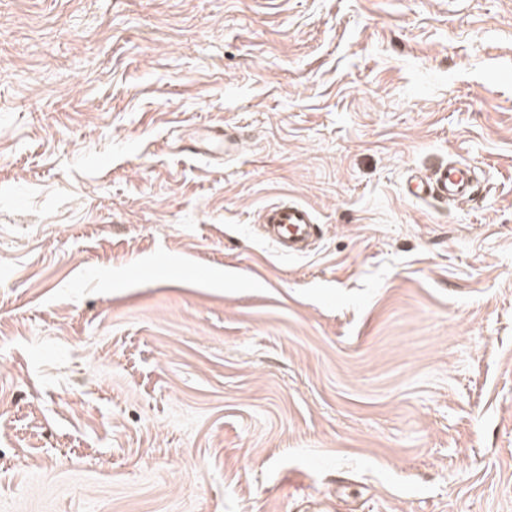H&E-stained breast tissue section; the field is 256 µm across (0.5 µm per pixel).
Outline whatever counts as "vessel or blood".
Wrapping results in <instances>:
<instances>
[{
	"label": "vessel or blood",
	"mask_w": 512,
	"mask_h": 512,
	"mask_svg": "<svg viewBox=\"0 0 512 512\" xmlns=\"http://www.w3.org/2000/svg\"><path fill=\"white\" fill-rule=\"evenodd\" d=\"M474 180L469 169L449 166L427 180L407 189L417 201H470L474 198ZM262 234L277 252L288 256L306 254L315 243L319 228L313 211L305 204L283 199L266 206L261 214Z\"/></svg>",
	"instance_id": "1"
}]
</instances>
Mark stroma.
<instances>
[{
	"instance_id": "obj_1",
	"label": "stroma",
	"mask_w": 512,
	"mask_h": 512,
	"mask_svg": "<svg viewBox=\"0 0 512 512\" xmlns=\"http://www.w3.org/2000/svg\"><path fill=\"white\" fill-rule=\"evenodd\" d=\"M0 512H512V0H0ZM474 180L468 168L449 166L438 170L426 181L408 187L406 195L414 200L427 202L429 199L441 201H471L474 198ZM261 219L263 236L282 255L306 254L318 236L312 209L292 200L283 199L266 206Z\"/></svg>"
}]
</instances>
